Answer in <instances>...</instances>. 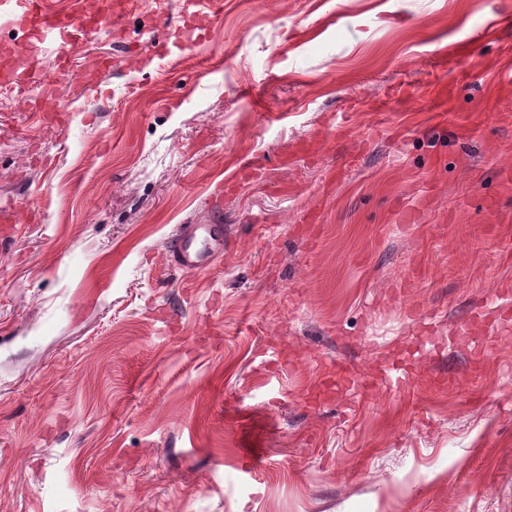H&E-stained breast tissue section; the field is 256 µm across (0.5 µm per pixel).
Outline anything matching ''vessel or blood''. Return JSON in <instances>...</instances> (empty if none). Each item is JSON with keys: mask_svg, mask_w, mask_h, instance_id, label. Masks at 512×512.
Returning <instances> with one entry per match:
<instances>
[{"mask_svg": "<svg viewBox=\"0 0 512 512\" xmlns=\"http://www.w3.org/2000/svg\"><path fill=\"white\" fill-rule=\"evenodd\" d=\"M8 6L18 24L26 27L32 37L50 35L63 44L96 31L109 19L103 10L92 15L52 11L46 8L45 0H8ZM223 246V225L196 224L188 233L170 240L169 255L180 269L205 270L212 265L213 249Z\"/></svg>", "mask_w": 512, "mask_h": 512, "instance_id": "b4317fda", "label": "vessel or blood"}]
</instances>
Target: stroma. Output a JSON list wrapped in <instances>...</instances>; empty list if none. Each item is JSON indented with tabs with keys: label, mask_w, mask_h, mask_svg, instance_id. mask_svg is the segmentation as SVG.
Wrapping results in <instances>:
<instances>
[{
	"label": "stroma",
	"mask_w": 512,
	"mask_h": 512,
	"mask_svg": "<svg viewBox=\"0 0 512 512\" xmlns=\"http://www.w3.org/2000/svg\"><path fill=\"white\" fill-rule=\"evenodd\" d=\"M76 1L0 5V512H512V0ZM2 4L8 5L17 23L26 27L39 41L43 36L51 35L65 44L96 31L110 20L105 9L92 15H77L74 12L51 11L44 7L45 0H9ZM213 248H224L223 224H195L188 233L170 240L169 255L180 269L205 270L212 265Z\"/></svg>",
	"instance_id": "obj_1"
}]
</instances>
